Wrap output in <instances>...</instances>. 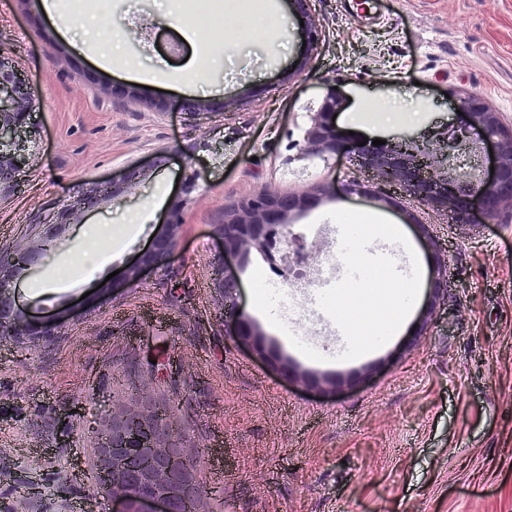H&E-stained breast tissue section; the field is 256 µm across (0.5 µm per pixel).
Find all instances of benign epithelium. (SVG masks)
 <instances>
[{
  "label": "benign epithelium",
  "instance_id": "7a95c632",
  "mask_svg": "<svg viewBox=\"0 0 512 512\" xmlns=\"http://www.w3.org/2000/svg\"><path fill=\"white\" fill-rule=\"evenodd\" d=\"M295 14L303 19L301 32L306 40L307 50H313L320 41L321 32L312 12V0H288ZM342 103L341 94L334 87L327 88L319 111L312 119L304 135V151L308 155L326 158L338 154H353L360 164L373 171L386 184L399 186L405 195L423 199L436 207L449 208L455 217L466 222L479 213L490 222L504 206H512V130L504 129L499 113L486 99L476 93L457 97L456 108L463 116V130L439 143L438 152L450 154L469 148L470 136L476 135L489 144L494 153V173L475 182L461 181L451 175L436 172L431 153L410 151L411 137H399L390 148L384 149L368 142L363 146L347 135L332 117ZM32 99L25 80L0 54V183L15 182L27 163L22 146V134L28 127ZM197 174L185 178L180 194L172 201L166 220L159 227L150 246L138 259L129 265L118 278L101 286L98 296L105 297L113 291L129 286L141 279L147 269L166 265L174 251L178 230L182 224L184 196L195 188ZM119 188L93 193H83L62 211L64 220H69L81 207L97 203L102 199L114 198ZM334 195L330 187L313 191L277 192L262 190L240 201L231 211L225 213L224 223L215 232L221 240L224 255L240 259L248 247L266 252L274 263L285 262L281 252L271 251L274 238L281 234L294 218L313 210L327 197ZM446 268L439 257H434L430 281L431 298H436L445 289ZM19 322L34 336H46L51 325L38 322L24 310H18ZM234 335L255 352L264 353L263 344L256 340L257 333L243 321L235 322ZM121 448L99 449L98 466L109 473L107 482L100 489L109 494L117 505V512H159L166 509L165 499L187 487L193 467L180 456L171 460L164 468L148 467L140 484L123 487L121 474L116 462L122 455Z\"/></svg>",
  "mask_w": 512,
  "mask_h": 512
}]
</instances>
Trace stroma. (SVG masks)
I'll return each instance as SVG.
<instances>
[{
	"instance_id": "35a3bbf8",
	"label": "stroma",
	"mask_w": 512,
	"mask_h": 512,
	"mask_svg": "<svg viewBox=\"0 0 512 512\" xmlns=\"http://www.w3.org/2000/svg\"><path fill=\"white\" fill-rule=\"evenodd\" d=\"M279 3L276 31L259 23L225 48L203 31L182 41L163 0L106 10L56 0L51 15L43 0H0V49L33 100L28 165L17 186L0 185V259L52 238L14 297L39 318L68 313L50 335L0 337V512H114L98 492V435L121 410L163 400L202 489L196 512H512V207L487 224L455 223L378 188L348 155L303 153L333 80L347 96L336 123L359 139L447 137L461 125L455 96L470 92L512 129V0H314L323 40L305 66L299 22ZM106 23L138 31L125 49L144 65L140 80L92 55L91 33ZM201 45L215 64L199 77L188 63ZM115 84L142 100L113 97ZM155 98L166 108L148 107ZM193 100L218 109L190 116L181 105ZM194 171L173 259L87 300L149 245L177 176ZM105 183L120 194L57 223L76 192ZM353 183L366 194L349 193ZM321 185L335 195L293 223L307 230L299 284L338 231L326 212L350 207L393 220L418 257L446 259L448 288L434 302L421 291L416 311L433 308L421 336L411 319L359 358L294 360L289 379L232 334L249 317L281 353L291 348L251 304L247 280L267 259L251 250L236 287L223 289L215 228L259 191ZM132 211L140 235L117 251L101 242L97 265L75 266L89 225L120 234ZM217 469L222 479L211 478Z\"/></svg>"
}]
</instances>
